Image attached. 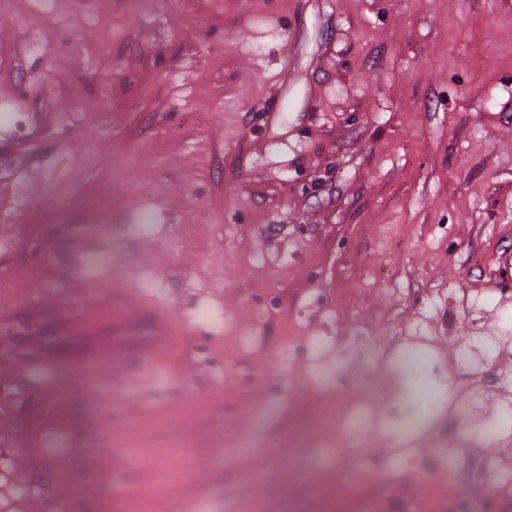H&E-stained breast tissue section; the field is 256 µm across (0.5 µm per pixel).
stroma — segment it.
<instances>
[{"instance_id": "1", "label": "stroma", "mask_w": 512, "mask_h": 512, "mask_svg": "<svg viewBox=\"0 0 512 512\" xmlns=\"http://www.w3.org/2000/svg\"><path fill=\"white\" fill-rule=\"evenodd\" d=\"M1 101L21 125L0 133V450L36 457L35 479L94 487L88 512H321L316 485L284 483L248 443L287 436L340 359L418 387L408 450L421 462L402 460L381 418L341 458L309 433L313 476L367 456L371 497L388 475L419 487L439 432L459 462L489 457L472 497L512 502V275L499 268L512 253V0H0ZM105 187L127 238L91 267L90 199ZM181 234L189 264L170 247ZM202 306L223 322L196 320ZM418 324L440 372L376 354ZM479 326L504 343L493 370L507 380L454 383ZM287 334L325 340L327 356L281 362ZM98 346L123 352L100 369L116 391L108 421L34 378L80 371ZM172 382L197 397L189 424L169 422ZM226 397L282 410L228 428ZM50 405L69 451L47 450L27 420ZM490 423L502 432L487 448ZM181 433L196 469L149 496L162 435Z\"/></svg>"}]
</instances>
